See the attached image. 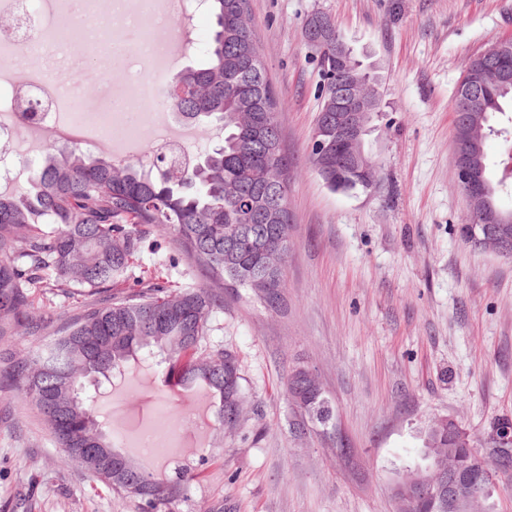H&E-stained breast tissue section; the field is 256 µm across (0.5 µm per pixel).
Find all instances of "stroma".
I'll use <instances>...</instances> for the list:
<instances>
[{"label": "stroma", "instance_id": "1", "mask_svg": "<svg viewBox=\"0 0 512 512\" xmlns=\"http://www.w3.org/2000/svg\"><path fill=\"white\" fill-rule=\"evenodd\" d=\"M316 13L378 79L364 139L378 165L369 191H331L309 160L322 76L301 29ZM249 23L284 101L293 247L280 308L228 288L212 318L211 345L240 360L246 425L221 432L217 400L196 387L169 390L154 361L103 383L104 420L116 423L150 391L223 434V455L175 512H210L219 501L224 512H399L391 487L420 464L433 419H454L479 439L512 420V259L460 238L472 217L453 172L460 63L512 38V0H250ZM185 25L183 69L201 63L212 18L202 7ZM173 251L169 233L152 230L129 283L199 280L170 265ZM298 364L315 370L335 407L330 433L289 431L282 383ZM91 485L35 409L15 401L0 413V512L22 497L27 512H140Z\"/></svg>", "mask_w": 512, "mask_h": 512}]
</instances>
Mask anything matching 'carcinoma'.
<instances>
[{"label": "carcinoma", "mask_w": 512, "mask_h": 512, "mask_svg": "<svg viewBox=\"0 0 512 512\" xmlns=\"http://www.w3.org/2000/svg\"><path fill=\"white\" fill-rule=\"evenodd\" d=\"M207 2L214 26L205 62L177 76L185 95L163 103L188 123L215 122L224 131L202 167L184 164L174 184L159 172L176 159L172 153H155L156 165L145 169L135 159L114 162L68 147L45 157L27 192L0 193V338L19 331L52 337L34 361L22 357L12 366L11 386L43 415L65 458L136 500L141 512H171L209 458L154 474L135 456L123 455V468L97 452L115 444L95 410L96 384L157 354L168 381L205 388L219 399L220 424L240 426V361L234 351L210 346L211 318L224 308L226 282L278 304L292 247L280 182L290 167L277 121L281 101L254 31L242 21L249 0ZM509 103L512 89L492 87L472 105L482 140L508 133L490 121ZM149 227L170 228L180 258L204 281L119 288ZM41 286L82 301L61 323L34 318V289ZM309 412L323 428L335 427L324 395ZM426 437L432 461H471L474 440H455L436 421Z\"/></svg>", "instance_id": "obj_1"}]
</instances>
